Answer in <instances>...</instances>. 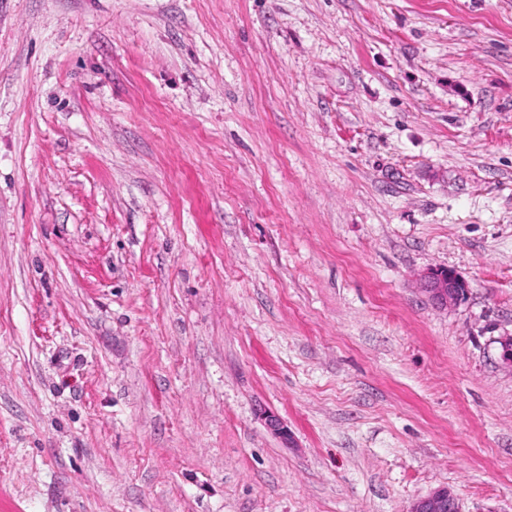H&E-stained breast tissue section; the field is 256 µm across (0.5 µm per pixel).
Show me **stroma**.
Here are the masks:
<instances>
[{
    "mask_svg": "<svg viewBox=\"0 0 512 512\" xmlns=\"http://www.w3.org/2000/svg\"><path fill=\"white\" fill-rule=\"evenodd\" d=\"M507 333L512 0H0V512H512ZM422 291L438 308L457 305L469 292V283L455 271L438 267L429 270L422 278ZM409 512H461V509L456 495L443 487L416 500Z\"/></svg>",
    "mask_w": 512,
    "mask_h": 512,
    "instance_id": "1",
    "label": "stroma"
}]
</instances>
